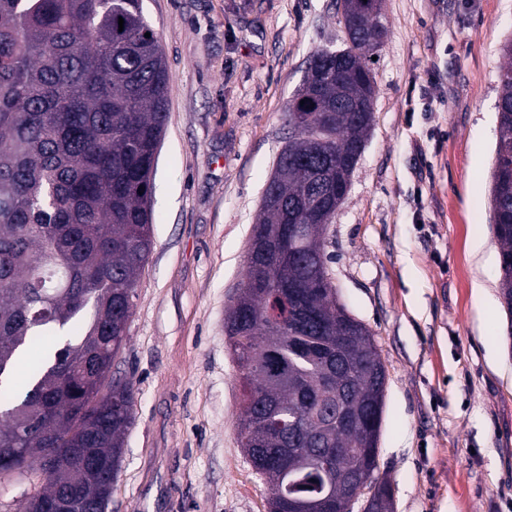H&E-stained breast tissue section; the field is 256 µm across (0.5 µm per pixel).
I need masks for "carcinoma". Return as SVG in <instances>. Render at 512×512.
<instances>
[{"label": "carcinoma", "instance_id": "cac0c4a2", "mask_svg": "<svg viewBox=\"0 0 512 512\" xmlns=\"http://www.w3.org/2000/svg\"><path fill=\"white\" fill-rule=\"evenodd\" d=\"M363 0H343L346 22L385 28ZM124 19L119 28L118 19ZM150 37H145V33ZM377 45L355 38L349 60L315 52L288 104L294 135L279 179L253 226L243 287L226 319L245 404L239 442L267 483L268 456L288 451L291 469L270 497L324 494L323 475L300 456L347 448L335 496L359 478L371 490L364 512H393L376 457L386 369L374 333L327 292L323 235L353 168L336 146L365 145L373 113L337 109L375 91L369 65ZM500 70L498 140L491 174L499 288L512 315V44ZM168 76L142 0H0V450L21 449L23 478L0 475L20 496L53 498L73 489L68 512H89L114 485L136 390L114 378L104 395L83 368L112 371L110 341L125 343L137 272L152 248V199L168 113ZM305 104H300V101ZM355 339L341 357L323 355L336 327ZM79 382L97 398L84 407L63 386ZM371 412L377 422L349 426ZM91 448L112 470L81 476L45 466L51 450Z\"/></svg>", "mask_w": 512, "mask_h": 512}]
</instances>
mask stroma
I'll return each instance as SVG.
<instances>
[{
  "label": "stroma",
  "mask_w": 512,
  "mask_h": 512,
  "mask_svg": "<svg viewBox=\"0 0 512 512\" xmlns=\"http://www.w3.org/2000/svg\"><path fill=\"white\" fill-rule=\"evenodd\" d=\"M169 77L153 244L114 376L137 389L107 512H267L238 439L225 311L339 0H143ZM374 121L325 234L340 301L387 369L394 512H512V315L490 211L512 0H382Z\"/></svg>",
  "instance_id": "obj_1"
}]
</instances>
